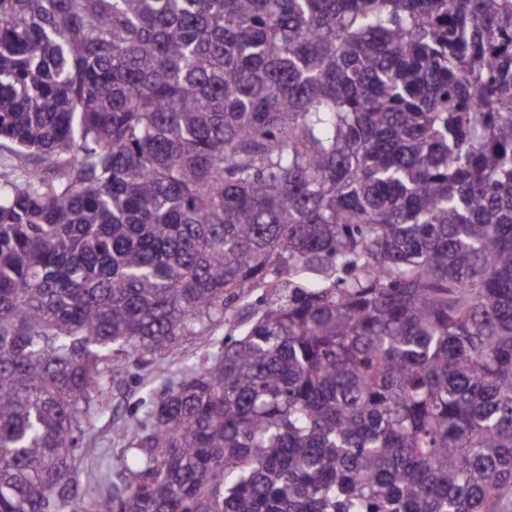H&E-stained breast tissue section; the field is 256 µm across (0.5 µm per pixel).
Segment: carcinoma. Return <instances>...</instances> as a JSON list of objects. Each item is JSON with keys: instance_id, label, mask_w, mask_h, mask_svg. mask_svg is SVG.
Wrapping results in <instances>:
<instances>
[{"instance_id": "1", "label": "carcinoma", "mask_w": 512, "mask_h": 512, "mask_svg": "<svg viewBox=\"0 0 512 512\" xmlns=\"http://www.w3.org/2000/svg\"><path fill=\"white\" fill-rule=\"evenodd\" d=\"M5 141L0 512H512V0H0ZM245 327L246 325L243 324L235 326L226 324L214 334L188 336L182 346L169 356L168 362L171 369L177 370L185 364L199 362L212 351L222 347L226 334L231 333L234 336H239ZM127 366V372L117 380L112 391V425L131 419V410L146 397L153 385L148 383L151 377L149 370L138 369L131 359L124 355L118 357Z\"/></svg>"}]
</instances>
